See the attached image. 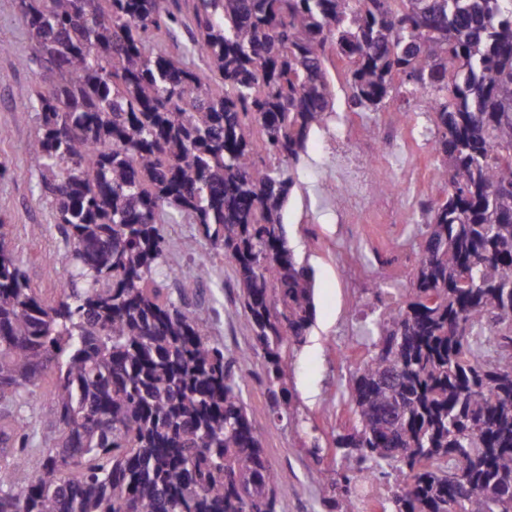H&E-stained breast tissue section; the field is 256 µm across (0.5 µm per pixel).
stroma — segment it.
<instances>
[{
  "mask_svg": "<svg viewBox=\"0 0 512 512\" xmlns=\"http://www.w3.org/2000/svg\"><path fill=\"white\" fill-rule=\"evenodd\" d=\"M193 3L174 0L172 9L180 21L160 32L155 43L164 51L185 56L192 69L202 72L206 61L195 49ZM29 53L16 0H0V220L13 226L8 246L19 258L30 287L50 300L64 280L59 263L64 242L27 152L39 133V120L36 113L27 111L19 91L49 82L42 70L23 65ZM328 70L335 93L333 112L326 126L311 131L306 152L292 172L295 186L283 211L290 248L316 273L315 320L295 359L290 383L307 426L316 427L321 439L318 455H310L306 436L296 434L287 420L277 419L270 411L264 360L252 352L254 340L231 266L209 241L197 236L194 225L178 219L161 227L167 244L166 291L178 305L207 322L212 341L223 344L231 375L262 435L266 458L280 477L279 512H324L322 501L328 486L318 475L345 463L333 439L355 421L348 381L368 354L371 330L379 315L372 293L380 288L390 293L393 302L404 301L411 276L407 266H376L362 273L355 262L337 257L339 193L336 160L328 144L352 110L344 61L332 57ZM419 102V97L402 93L381 110L395 123L393 147L407 168H431L439 160L433 148L432 123ZM415 227L413 211L401 210L399 201L380 194L363 209L358 233L383 253L401 229L414 232ZM189 240L194 243L190 251L184 247ZM420 240L414 232L412 245H419ZM202 264L213 269L205 280L196 277Z\"/></svg>",
  "mask_w": 512,
  "mask_h": 512,
  "instance_id": "obj_1",
  "label": "stroma"
}]
</instances>
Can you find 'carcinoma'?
<instances>
[{
    "label": "carcinoma",
    "mask_w": 512,
    "mask_h": 512,
    "mask_svg": "<svg viewBox=\"0 0 512 512\" xmlns=\"http://www.w3.org/2000/svg\"><path fill=\"white\" fill-rule=\"evenodd\" d=\"M208 73L154 50L169 0H17L28 154L68 242L57 298L30 288L0 221V512H277L279 478L208 326L158 280L179 215L232 266L271 411L314 321L315 271L282 214L310 131L332 112L326 62L376 112L402 84L432 102L445 197L424 210L406 301L374 323L350 379L351 464L328 512L396 462L383 512H512V0H197ZM220 14L223 25L212 15ZM53 375L36 466L21 409ZM467 460L464 470L443 460Z\"/></svg>",
    "instance_id": "1"
}]
</instances>
